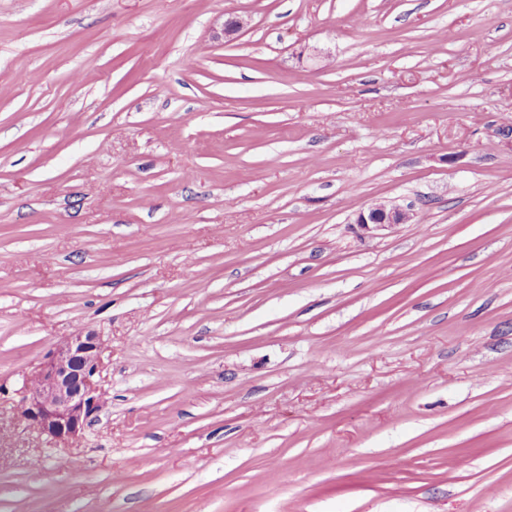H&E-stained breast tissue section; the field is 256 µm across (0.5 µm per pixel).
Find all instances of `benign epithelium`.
Instances as JSON below:
<instances>
[{"instance_id":"1","label":"benign epithelium","mask_w":512,"mask_h":512,"mask_svg":"<svg viewBox=\"0 0 512 512\" xmlns=\"http://www.w3.org/2000/svg\"><path fill=\"white\" fill-rule=\"evenodd\" d=\"M412 219L405 209L377 204L359 212L356 223L379 228ZM104 350L99 333L81 328L24 376L18 414L27 428L56 445H66L83 434L102 407L97 377Z\"/></svg>"}]
</instances>
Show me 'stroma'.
<instances>
[{"mask_svg": "<svg viewBox=\"0 0 512 512\" xmlns=\"http://www.w3.org/2000/svg\"><path fill=\"white\" fill-rule=\"evenodd\" d=\"M0 512H512V0H0ZM412 219L413 215L408 210L398 206L388 207L385 204H377L367 211L359 212L356 222L365 228H370V225L379 228L393 224H407ZM104 350L99 333L81 328L24 376L18 414L27 428L55 445L83 434L102 407L97 377Z\"/></svg>", "mask_w": 512, "mask_h": 512, "instance_id": "35a3bbf8", "label": "stroma"}]
</instances>
